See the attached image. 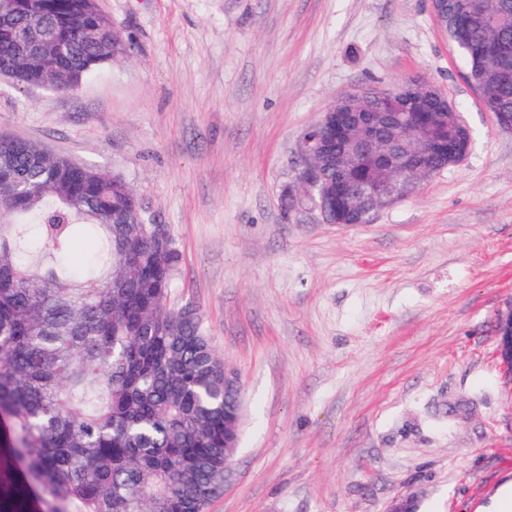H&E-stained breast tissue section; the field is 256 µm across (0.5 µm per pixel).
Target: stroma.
Segmentation results:
<instances>
[{
  "instance_id": "1",
  "label": "stroma",
  "mask_w": 512,
  "mask_h": 512,
  "mask_svg": "<svg viewBox=\"0 0 512 512\" xmlns=\"http://www.w3.org/2000/svg\"><path fill=\"white\" fill-rule=\"evenodd\" d=\"M128 55L77 91L0 77V134L121 177L180 254L242 384L208 512H477L512 481V132L427 0H100ZM417 76L468 123L467 157L369 224L287 218L298 139L327 104ZM498 354L512 371V305L498 318Z\"/></svg>"
}]
</instances>
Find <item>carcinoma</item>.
Masks as SVG:
<instances>
[{
    "label": "carcinoma",
    "instance_id": "cac0c4a2",
    "mask_svg": "<svg viewBox=\"0 0 512 512\" xmlns=\"http://www.w3.org/2000/svg\"><path fill=\"white\" fill-rule=\"evenodd\" d=\"M448 40L512 117V0H448ZM93 0H0V64L73 90L112 63ZM0 135V512H206L237 408L196 311L167 304L180 255L119 177ZM95 255L70 263L73 243Z\"/></svg>",
    "mask_w": 512,
    "mask_h": 512
}]
</instances>
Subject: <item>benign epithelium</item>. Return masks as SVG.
Instances as JSON below:
<instances>
[{"label": "benign epithelium", "mask_w": 512, "mask_h": 512, "mask_svg": "<svg viewBox=\"0 0 512 512\" xmlns=\"http://www.w3.org/2000/svg\"><path fill=\"white\" fill-rule=\"evenodd\" d=\"M430 13L442 32H447L446 0H429ZM429 101L431 112H403L402 102L414 92ZM376 95L381 112L361 111V94L334 100L318 121L301 134L300 169L295 180L284 186L280 199L290 218L305 207L318 213L323 224H360L363 218L413 194L438 168L448 167V155L462 162L472 140L462 149L448 145V97L437 86L418 77H408L393 86H382ZM441 159L440 167L423 164L425 155ZM377 167L381 178L368 190L356 191L355 157ZM336 169V180L321 183L323 167ZM498 354L512 370V306L501 313L497 324Z\"/></svg>", "instance_id": "7a95c632"}]
</instances>
